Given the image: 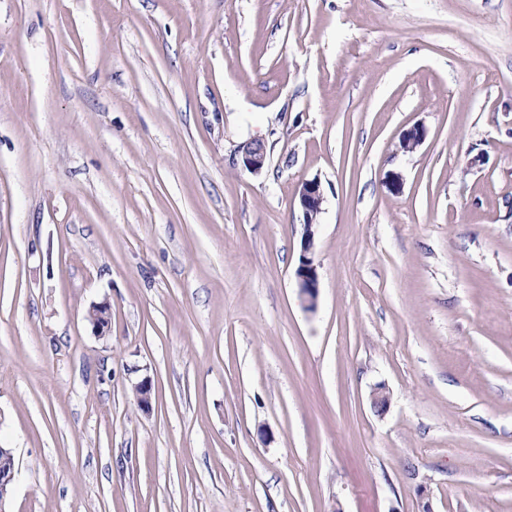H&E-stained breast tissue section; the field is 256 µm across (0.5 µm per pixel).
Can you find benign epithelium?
<instances>
[{
	"label": "benign epithelium",
	"instance_id": "obj_1",
	"mask_svg": "<svg viewBox=\"0 0 512 512\" xmlns=\"http://www.w3.org/2000/svg\"><path fill=\"white\" fill-rule=\"evenodd\" d=\"M425 139V130L416 125L403 133L400 149L405 153L414 152ZM238 153L245 170L258 174L266 164V150L261 141L250 139L238 146ZM299 206L302 212V243L298 266L295 269L297 288L304 300L306 308H315L318 295L319 273L315 262L316 240L315 226L317 216L322 212L324 194L321 183L317 179L302 183L298 192ZM112 310L107 302L91 307L87 315L88 322L98 336H104L111 326ZM15 478V465L0 466V512H7Z\"/></svg>",
	"mask_w": 512,
	"mask_h": 512
}]
</instances>
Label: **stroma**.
I'll list each match as a JSON object with an SVG mask.
<instances>
[{
	"label": "stroma",
	"mask_w": 512,
	"mask_h": 512,
	"mask_svg": "<svg viewBox=\"0 0 512 512\" xmlns=\"http://www.w3.org/2000/svg\"><path fill=\"white\" fill-rule=\"evenodd\" d=\"M0 448L9 512H512V0H0ZM237 152L245 170L259 174L266 164V150L261 141L250 139L238 146ZM299 206L302 212V243L298 266L295 269L297 288L307 309L313 310L318 295L319 273L315 262L316 240L315 226L317 216L322 212L324 194L319 180L302 183L298 192ZM112 310L109 303L103 302L91 307L87 315L88 322L98 336H104L111 326Z\"/></svg>",
	"instance_id": "35a3bbf8"
}]
</instances>
